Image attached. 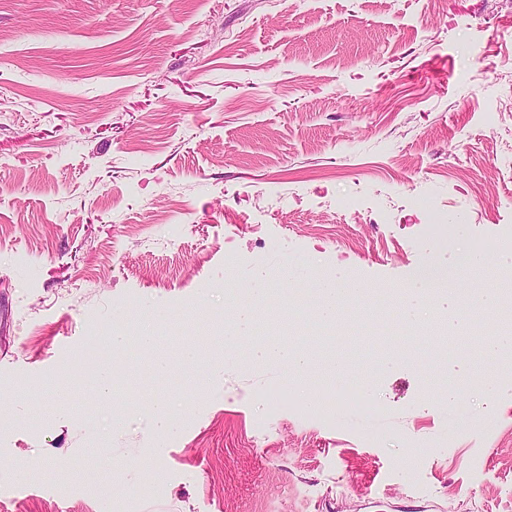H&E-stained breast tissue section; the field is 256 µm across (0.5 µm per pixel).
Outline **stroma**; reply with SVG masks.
<instances>
[{
  "mask_svg": "<svg viewBox=\"0 0 512 512\" xmlns=\"http://www.w3.org/2000/svg\"><path fill=\"white\" fill-rule=\"evenodd\" d=\"M512 240V0H0V512H512V354L408 345L375 413L220 347L223 376L132 377L86 406L99 324L220 331L229 271L341 272L377 295ZM494 376L457 407L458 372ZM201 402L156 437L148 397ZM133 464L136 479L124 467Z\"/></svg>",
  "mask_w": 512,
  "mask_h": 512,
  "instance_id": "obj_1",
  "label": "stroma"
}]
</instances>
